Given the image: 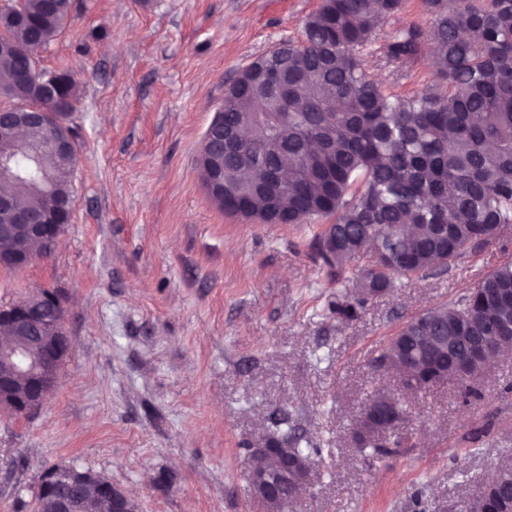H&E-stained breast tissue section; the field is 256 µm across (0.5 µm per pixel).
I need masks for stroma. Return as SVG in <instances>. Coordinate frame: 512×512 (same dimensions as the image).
<instances>
[{"instance_id": "obj_1", "label": "stroma", "mask_w": 512, "mask_h": 512, "mask_svg": "<svg viewBox=\"0 0 512 512\" xmlns=\"http://www.w3.org/2000/svg\"><path fill=\"white\" fill-rule=\"evenodd\" d=\"M320 0H72L39 68L70 76L78 160L73 215L48 257L0 268V308L57 292L71 350L54 390L25 415L0 411V512H36L39 477L76 464L124 489L139 512H263L252 450L273 412L331 450L288 512H472L512 459V354L419 393L371 360L410 317L444 305L512 258L451 263L369 300L347 323L305 224H260L210 200L197 167L225 88L299 39ZM366 71L406 96L432 84V55ZM405 408L402 444L374 462L353 442L369 394ZM483 430L478 443L468 435Z\"/></svg>"}]
</instances>
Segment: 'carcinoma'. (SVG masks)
<instances>
[{
    "label": "carcinoma",
    "mask_w": 512,
    "mask_h": 512,
    "mask_svg": "<svg viewBox=\"0 0 512 512\" xmlns=\"http://www.w3.org/2000/svg\"><path fill=\"white\" fill-rule=\"evenodd\" d=\"M428 33L410 26L391 32L380 47L388 64H408L437 45L435 75L447 91L428 88L399 98L370 80L360 57L377 29L404 0H321L304 24V38L284 40L248 64L224 93V127L260 122L265 136L203 158L222 168L224 195L210 196L227 213L244 200L264 224H328L313 248L336 283L331 310L357 319L367 301L404 279L448 270L449 261L475 258L512 240V0H424ZM71 0H15L0 11V96L20 110L53 106L54 117L17 141L1 144L13 179L0 192L30 199L26 210L50 214L73 203L71 159L45 152L42 169L30 150L69 126L73 85L47 99L36 75L23 73L21 54L48 46L64 29ZM274 69L288 78V94L271 87ZM512 290V259L483 273L447 305L410 318L380 356L402 372L404 387L429 388L405 371L398 350L418 336H438L448 354L443 373L467 352L466 336L496 335L495 317L512 318V303L486 313L476 292ZM392 402L395 418L379 429L367 408ZM406 412L375 390L354 432L373 461L400 447ZM273 441L294 444L321 468L323 449L296 433L288 416L271 418ZM87 512H112L96 482L81 490Z\"/></svg>",
    "instance_id": "1"
}]
</instances>
